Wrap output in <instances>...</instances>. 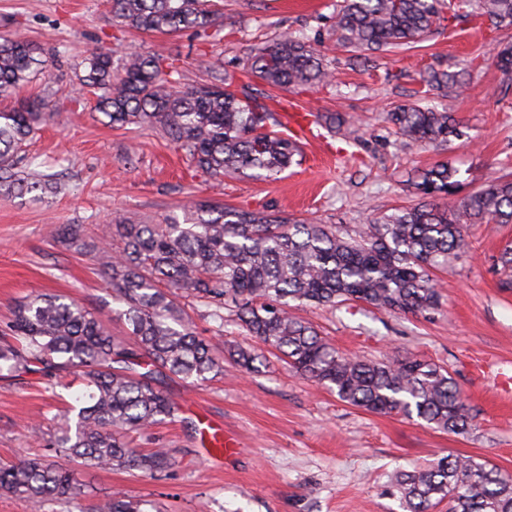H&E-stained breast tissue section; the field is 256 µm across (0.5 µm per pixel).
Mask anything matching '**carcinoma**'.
Segmentation results:
<instances>
[{
    "instance_id": "1",
    "label": "carcinoma",
    "mask_w": 512,
    "mask_h": 512,
    "mask_svg": "<svg viewBox=\"0 0 512 512\" xmlns=\"http://www.w3.org/2000/svg\"><path fill=\"white\" fill-rule=\"evenodd\" d=\"M496 27H512V0H343L330 35L336 46L357 56L393 52L429 37L445 19L473 14L474 7ZM448 15H443V9ZM120 27L145 33L193 31L212 36V0H112ZM51 52L15 33L0 40V98L15 106L0 111V191L24 195L57 193L62 185L30 181L18 170L19 155L42 125L54 120L49 101L23 95L46 68ZM84 86L100 91L97 109L112 125L150 124L163 129L176 148L212 178H275L299 154L296 142L278 134L277 113L257 102L231 74L214 70L207 83L183 89L177 66L163 55L135 50L119 60L97 48L81 61ZM245 73L278 87H327L333 73L311 44L291 33L251 51ZM420 93L460 88L458 74L420 71ZM346 139L358 129L339 114L324 116ZM396 137L407 145L449 142L458 136L447 111L401 104L388 113ZM458 170L438 163L412 182L429 201L370 217L353 238L332 224H304L263 211L194 205L179 224L107 226L95 245L82 224L57 233L66 250H87L122 304L129 334L114 336L100 318L76 300L35 293L14 310L12 340L0 342V371L72 372L84 380L78 405L60 413L58 429L39 440L49 456L0 464V493L39 510L68 504L83 512L86 486L64 458L86 468L168 472L176 461L167 448L145 452L128 437L147 435L173 420L177 402L165 379L206 381L224 373V359L244 372L264 366L263 353L243 346L226 350L197 334L179 303L189 298L200 316L224 333V310L264 347L278 352L301 375L336 392L343 401L375 414L416 416L436 429L465 433L475 416L455 381L436 364L414 357L368 360L349 356L290 312V303L336 304L359 300L403 314L438 307L432 270L468 247L472 224H512V179L501 176L448 207L458 194ZM119 235L123 246L107 249ZM503 284L512 288V247L505 246ZM393 487L405 512H429L448 502V512H512V474L475 457L447 456L427 467L395 474ZM146 503L117 493L91 512H148Z\"/></svg>"
}]
</instances>
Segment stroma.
<instances>
[{
  "mask_svg": "<svg viewBox=\"0 0 512 512\" xmlns=\"http://www.w3.org/2000/svg\"><path fill=\"white\" fill-rule=\"evenodd\" d=\"M217 3V34L204 44L190 30L119 29L110 0H0V35L19 28L59 53L27 89L51 101L57 121L42 127L25 152L37 160L29 168L33 178L52 175L65 186L56 195L0 193V331L19 300L46 292L76 299L113 334H127L99 266L56 243L55 231L65 224L85 225L94 237L105 224L181 221L194 200L355 229L368 217L417 204L408 180L436 163L458 170L465 195L512 172V75L487 61L497 41H512V28L494 32L487 18L473 15L398 53L373 54L371 66L363 67L336 50L329 34L340 0ZM284 31L321 51L334 84L288 92L252 78L253 95L266 103L280 100L284 113H341L357 121L359 139L349 142L324 123L314 124L315 139H298L299 163L275 180L217 182L194 171L159 127L110 125L77 78L78 61L93 49L119 58L139 47L179 58L180 84L191 87L216 69L240 74L254 47ZM418 60L466 72L463 91L425 100L456 119L460 136L450 145L402 144L385 120L393 107L414 100ZM469 240L470 250L437 272L441 302L426 315L362 301L296 310L343 353L372 360L417 357L446 369L475 416L467 433L366 412L276 359L255 373L228 363L208 382L168 380L181 408L178 421L135 436L136 447L171 449L173 470L151 478L79 468L87 486L83 508L120 491L164 512H403L390 488L395 471L453 454L481 457L512 473V288L502 287L497 262L512 241V224L471 225ZM72 396L69 389H50L41 374L1 371L0 463L37 454L34 435L54 431L57 407ZM188 419L196 429L185 427ZM212 427L233 438V454L213 457L201 436Z\"/></svg>",
  "mask_w": 512,
  "mask_h": 512,
  "instance_id": "stroma-1",
  "label": "stroma"
}]
</instances>
